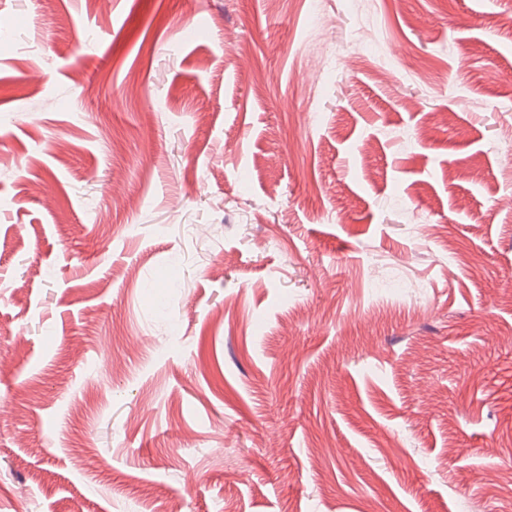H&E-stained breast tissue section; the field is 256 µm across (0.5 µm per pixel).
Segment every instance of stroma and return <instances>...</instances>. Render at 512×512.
I'll return each instance as SVG.
<instances>
[{
    "label": "stroma",
    "mask_w": 512,
    "mask_h": 512,
    "mask_svg": "<svg viewBox=\"0 0 512 512\" xmlns=\"http://www.w3.org/2000/svg\"><path fill=\"white\" fill-rule=\"evenodd\" d=\"M0 512H512V0H0Z\"/></svg>",
    "instance_id": "1"
}]
</instances>
